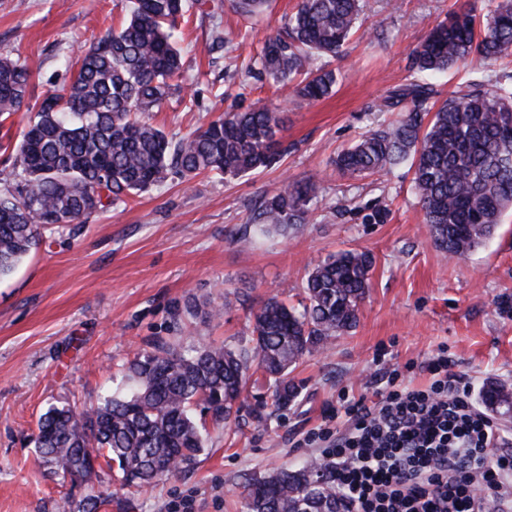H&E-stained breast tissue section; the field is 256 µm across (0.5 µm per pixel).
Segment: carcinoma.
<instances>
[{
	"label": "carcinoma",
	"mask_w": 512,
	"mask_h": 512,
	"mask_svg": "<svg viewBox=\"0 0 512 512\" xmlns=\"http://www.w3.org/2000/svg\"><path fill=\"white\" fill-rule=\"evenodd\" d=\"M359 15L360 0H300L280 33L256 51L249 73L309 101L330 96L336 72L313 61L343 52ZM189 21L187 0H129L126 20L83 51L66 87L33 105L20 140L0 134V153L11 162L0 189V277L46 233L81 224L171 176L183 183L208 172L241 177L288 154L278 136L280 113L265 103L226 112L179 138L137 117L161 110L183 77L177 38ZM508 55L512 0H498L481 17L459 9L417 46L412 78L387 91L378 111L391 115L388 123L334 160L352 176L410 163L434 244L454 259L488 239L512 204V73L498 70ZM455 67L469 77L440 101L433 76ZM32 74L28 61L0 53V128L25 103ZM322 192L314 181L283 182L239 242L308 223ZM374 265L365 250L325 257L309 271L298 305L270 297L250 312L247 350L152 340L97 406L52 408L40 419L42 463L84 483L101 464L115 465L122 484L137 487L186 471L205 447L201 417L229 425L250 381L271 392L272 402L253 410L259 421L268 406L285 409L298 397L289 369L356 327ZM481 399L493 411L512 412L505 385L487 384ZM240 495L246 512H349L325 467L311 459L246 480Z\"/></svg>",
	"instance_id": "1"
}]
</instances>
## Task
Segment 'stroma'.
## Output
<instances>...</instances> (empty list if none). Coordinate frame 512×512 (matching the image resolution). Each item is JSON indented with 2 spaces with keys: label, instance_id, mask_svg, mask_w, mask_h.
Instances as JSON below:
<instances>
[{
  "label": "stroma",
  "instance_id": "obj_1",
  "mask_svg": "<svg viewBox=\"0 0 512 512\" xmlns=\"http://www.w3.org/2000/svg\"><path fill=\"white\" fill-rule=\"evenodd\" d=\"M297 3L269 0L252 17L234 0L192 10L179 41L184 79L148 116L181 136L266 99L294 145L281 166L237 178L203 174L188 187L168 179L53 235L0 278V512H56L64 493L84 494L40 464L33 438L50 407L97 404L157 337L249 347L251 309L272 296L298 304L314 262L341 249L374 255L371 286L356 327L297 364L299 397L259 421L252 408L266 390L249 388L232 427L207 425L203 450L180 477L136 490L121 487L117 470H99L94 488L110 498L100 512H244V480L318 455L304 439L331 426L341 396L373 398L382 370L427 386L423 366L443 345L474 391L490 378L512 385V206L489 239L454 260L435 246L407 168L350 177L332 163L378 127L377 104L409 79V57L428 31L462 5L485 13L489 0H400L396 11L388 0H364L361 33L330 62L336 92L315 103L283 100L269 82L239 73ZM127 5L0 0V50L39 63L31 89L39 99L68 84V61L119 25ZM285 178L323 186L309 223L240 244L244 225ZM376 208L387 212L383 223L367 219ZM189 303L220 305L223 316L189 317Z\"/></svg>",
  "mask_w": 512,
  "mask_h": 512
}]
</instances>
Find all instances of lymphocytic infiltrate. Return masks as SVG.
<instances>
[{
	"instance_id": "1",
	"label": "lymphocytic infiltrate",
	"mask_w": 512,
	"mask_h": 512,
	"mask_svg": "<svg viewBox=\"0 0 512 512\" xmlns=\"http://www.w3.org/2000/svg\"><path fill=\"white\" fill-rule=\"evenodd\" d=\"M426 388L389 376L376 400H344L335 429L310 434L351 512H512V434L470 400L440 348Z\"/></svg>"
}]
</instances>
